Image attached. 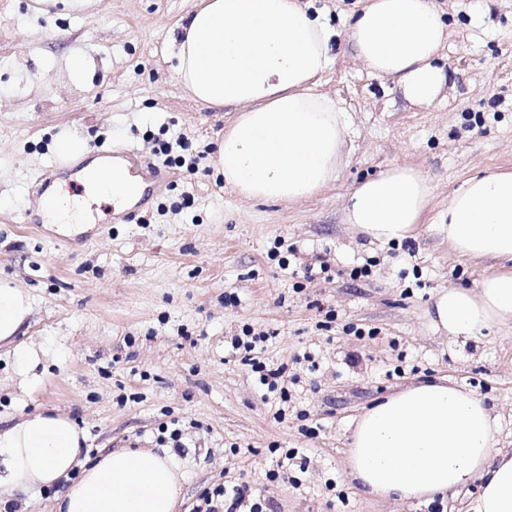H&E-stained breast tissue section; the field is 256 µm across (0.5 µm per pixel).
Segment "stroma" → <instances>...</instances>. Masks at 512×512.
<instances>
[{"mask_svg": "<svg viewBox=\"0 0 512 512\" xmlns=\"http://www.w3.org/2000/svg\"><path fill=\"white\" fill-rule=\"evenodd\" d=\"M197 4L0 0V279L31 295L16 341L41 353L28 385L0 346V424L55 408L86 430L89 455L174 453L181 512L244 483L272 512H417L363 496L346 474L352 424L375 401L448 376L493 406L496 445L512 449V329L462 347L426 318L437 292L475 287L489 266L452 253L436 222L469 178L512 172V0H433L450 80L427 105L356 59L347 31L362 0H313L340 33L319 90L351 127L335 181L290 203L242 199L216 170L235 112L195 100L175 73L176 24ZM75 53L89 63L79 80L66 68ZM63 131L91 156L134 148L153 164L180 136L197 164L162 167L131 221L113 223L111 200L91 198L88 232L37 229L22 218L42 179L77 194L54 152ZM396 165L417 169L433 196L415 238L373 243L345 207ZM365 264L369 275L352 278ZM248 329L269 335L255 355L283 368L278 391L231 346ZM173 420L178 448L159 439Z\"/></svg>", "mask_w": 512, "mask_h": 512, "instance_id": "stroma-1", "label": "stroma"}]
</instances>
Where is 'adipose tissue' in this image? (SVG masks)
Here are the masks:
<instances>
[{"label": "adipose tissue", "instance_id": "obj_1", "mask_svg": "<svg viewBox=\"0 0 512 512\" xmlns=\"http://www.w3.org/2000/svg\"><path fill=\"white\" fill-rule=\"evenodd\" d=\"M175 72L194 99L238 114L225 129L217 170L250 200L298 201L336 178L349 116L317 92L337 35L303 0H201L178 26ZM447 27L431 0H366L347 37L368 69L410 102L436 100L449 75L437 55ZM432 187L394 166L359 184L347 223L382 243L413 238ZM449 248L495 259L473 288L437 292L426 315L451 340L512 325V173L476 176L448 204ZM32 310L27 292L0 280V343H13ZM14 345V343H13ZM15 371L38 382L39 354L14 345ZM499 418L445 377L409 385L366 409L347 448L351 482L365 496L414 506L472 480L470 512H512V450L496 447ZM84 429L43 409L0 429V496L59 486L56 512H176L183 473L170 454L118 448L83 457Z\"/></svg>", "mask_w": 512, "mask_h": 512}]
</instances>
